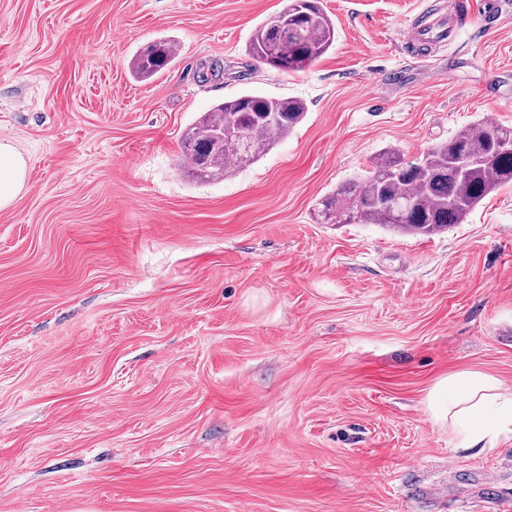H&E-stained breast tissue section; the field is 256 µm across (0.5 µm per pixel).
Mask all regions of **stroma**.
Instances as JSON below:
<instances>
[{
    "mask_svg": "<svg viewBox=\"0 0 512 512\" xmlns=\"http://www.w3.org/2000/svg\"><path fill=\"white\" fill-rule=\"evenodd\" d=\"M320 2L336 44L285 74L248 45L288 0H0V512H512V440L459 452L424 404L512 386V187L429 237L318 215L385 149L512 124V0L429 54L453 0ZM245 93L306 117L187 178L183 130ZM176 55V45L159 40L137 51L130 61V70L138 79H148L170 63ZM25 179V161L8 142H0V210L9 207L21 191Z\"/></svg>",
    "mask_w": 512,
    "mask_h": 512,
    "instance_id": "stroma-1",
    "label": "stroma"
}]
</instances>
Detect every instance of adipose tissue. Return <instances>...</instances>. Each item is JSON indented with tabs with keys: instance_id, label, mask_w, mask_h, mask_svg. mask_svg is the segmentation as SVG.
<instances>
[{
	"instance_id": "obj_1",
	"label": "adipose tissue",
	"mask_w": 512,
	"mask_h": 512,
	"mask_svg": "<svg viewBox=\"0 0 512 512\" xmlns=\"http://www.w3.org/2000/svg\"><path fill=\"white\" fill-rule=\"evenodd\" d=\"M25 161L8 142H0V210L21 191ZM426 410L467 445L496 446L512 435V387L479 370H460L442 378L429 392Z\"/></svg>"
}]
</instances>
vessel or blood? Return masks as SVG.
<instances>
[{"mask_svg": "<svg viewBox=\"0 0 512 512\" xmlns=\"http://www.w3.org/2000/svg\"><path fill=\"white\" fill-rule=\"evenodd\" d=\"M496 13L491 0H457L447 17L423 16L414 33L419 50H433L448 45L474 16L490 21Z\"/></svg>", "mask_w": 512, "mask_h": 512, "instance_id": "1", "label": "vessel or blood"}]
</instances>
